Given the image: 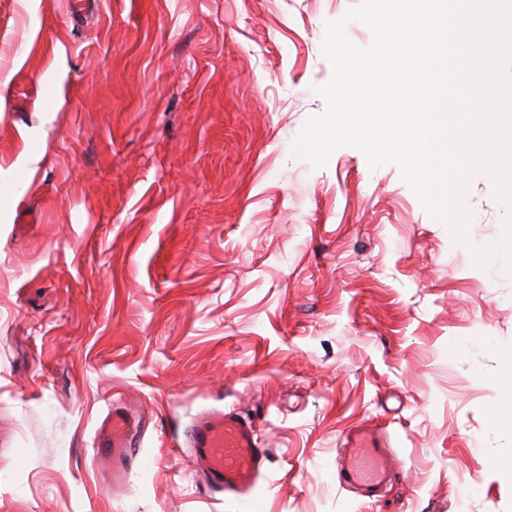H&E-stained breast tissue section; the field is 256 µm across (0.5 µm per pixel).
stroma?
<instances>
[{"mask_svg":"<svg viewBox=\"0 0 512 512\" xmlns=\"http://www.w3.org/2000/svg\"><path fill=\"white\" fill-rule=\"evenodd\" d=\"M359 2L0 0V512H512V276L473 257L512 211L474 176L463 243L397 165L292 152ZM225 409L269 452L238 500L185 446ZM361 424L399 472L373 507L337 478ZM134 428L130 416L123 409L113 407L96 432V453L112 458L113 487L126 484L134 465L146 464L135 447Z\"/></svg>","mask_w":512,"mask_h":512,"instance_id":"35a3bbf8","label":"stroma"}]
</instances>
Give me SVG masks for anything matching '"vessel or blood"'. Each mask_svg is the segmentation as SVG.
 Listing matches in <instances>:
<instances>
[{
	"mask_svg": "<svg viewBox=\"0 0 512 512\" xmlns=\"http://www.w3.org/2000/svg\"><path fill=\"white\" fill-rule=\"evenodd\" d=\"M210 492L237 498L252 490L266 465L268 452L261 448L252 421L237 411L204 413L186 434ZM94 447L112 460L113 486L125 485L134 466L143 464L134 442L130 416L115 407L98 428ZM388 437L373 428L359 426L347 436L338 480L360 489L363 496H382L397 474L389 459Z\"/></svg>",
	"mask_w": 512,
	"mask_h": 512,
	"instance_id": "b4317fda",
	"label": "vessel or blood"
}]
</instances>
